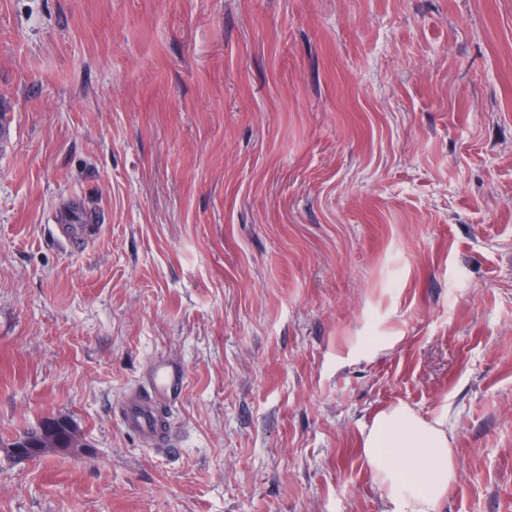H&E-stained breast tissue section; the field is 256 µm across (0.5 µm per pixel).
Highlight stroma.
<instances>
[{"label":"stroma","instance_id":"stroma-1","mask_svg":"<svg viewBox=\"0 0 512 512\" xmlns=\"http://www.w3.org/2000/svg\"><path fill=\"white\" fill-rule=\"evenodd\" d=\"M399 403L512 512V0H0V512H382ZM65 220L70 224H52V228L58 241L73 250H80L88 243L87 236L103 229L101 224H83L92 222L93 216L81 211L67 215ZM185 380L184 365L164 358L152 359L140 386L117 409L121 426L150 448H168L172 430L166 408L180 398ZM52 420L53 419H48ZM49 432V437L56 438L58 442L61 444L59 448H68V445H76L77 441L79 442L74 429L69 425V423L62 419H57L53 422H43L37 429L29 431L34 436L40 437L41 432L43 430Z\"/></svg>","mask_w":512,"mask_h":512}]
</instances>
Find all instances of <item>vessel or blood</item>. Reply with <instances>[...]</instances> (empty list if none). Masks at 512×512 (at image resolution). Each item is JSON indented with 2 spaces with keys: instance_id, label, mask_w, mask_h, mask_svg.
Returning a JSON list of instances; mask_svg holds the SVG:
<instances>
[{
  "instance_id": "b4317fda",
  "label": "vessel or blood",
  "mask_w": 512,
  "mask_h": 512,
  "mask_svg": "<svg viewBox=\"0 0 512 512\" xmlns=\"http://www.w3.org/2000/svg\"><path fill=\"white\" fill-rule=\"evenodd\" d=\"M90 214L77 211L67 215L65 223L54 225L53 231L64 246L78 250L96 232ZM186 380L184 365L163 358L152 359L141 384L117 409L121 426L152 448L171 444L172 430L166 416L167 408L181 396Z\"/></svg>"
}]
</instances>
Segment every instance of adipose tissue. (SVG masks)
<instances>
[{
  "instance_id": "obj_1",
  "label": "adipose tissue",
  "mask_w": 512,
  "mask_h": 512,
  "mask_svg": "<svg viewBox=\"0 0 512 512\" xmlns=\"http://www.w3.org/2000/svg\"><path fill=\"white\" fill-rule=\"evenodd\" d=\"M362 454L382 491V512H441L455 478L443 421H427L398 404L377 413Z\"/></svg>"
}]
</instances>
